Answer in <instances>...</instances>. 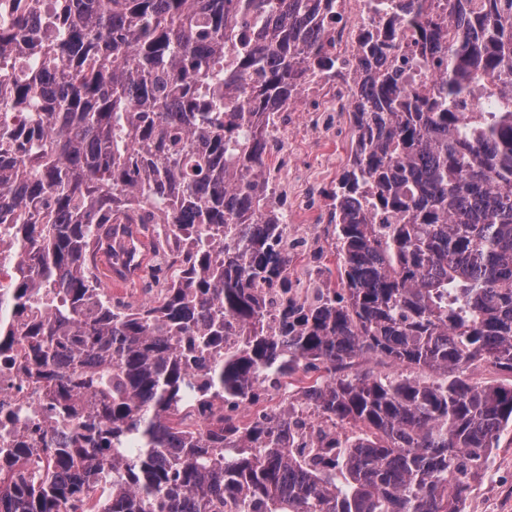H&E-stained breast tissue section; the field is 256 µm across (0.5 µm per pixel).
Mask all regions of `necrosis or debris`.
<instances>
[{
  "label": "necrosis or debris",
  "mask_w": 512,
  "mask_h": 512,
  "mask_svg": "<svg viewBox=\"0 0 512 512\" xmlns=\"http://www.w3.org/2000/svg\"><path fill=\"white\" fill-rule=\"evenodd\" d=\"M390 0H336V13L325 18L339 76L312 72L303 87L302 107H288L271 113L266 126L269 155L274 165L265 173L267 202L277 206L294 201L296 216L281 226L283 247L292 259L289 282L259 286L269 316H277L286 304H309L329 288L330 283L316 274L318 263L335 248L328 230V215L334 198L324 188L313 169L311 156L294 149L295 139L306 136L319 142H333L347 133V114L357 86L356 57L363 37L373 31L386 15ZM399 56L381 57V65L404 67L411 84L433 82L443 71L437 61L422 63L410 37L402 39ZM24 315L0 317V471L11 467L12 448H30L36 465L48 467L46 448L64 438L69 419L57 412L45 386L30 363L25 337L18 330ZM269 401L236 408V420L253 418L270 411L272 405L290 402L293 435L320 432L315 445L332 448L348 438L349 431L322 418L299 397L298 386L281 380L269 388Z\"/></svg>",
  "instance_id": "1"
}]
</instances>
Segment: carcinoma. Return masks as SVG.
Wrapping results in <instances>:
<instances>
[{
    "label": "carcinoma",
    "mask_w": 512,
    "mask_h": 512,
    "mask_svg": "<svg viewBox=\"0 0 512 512\" xmlns=\"http://www.w3.org/2000/svg\"><path fill=\"white\" fill-rule=\"evenodd\" d=\"M446 2L395 0L358 55L340 291L268 323L257 287L290 256L252 120L336 71L316 0H0V309L44 305L19 335L56 404L87 412L37 478L0 474V512H68L103 483L98 512H461L512 427V387L465 378L512 372V0ZM407 31L448 59L433 89L372 62ZM118 224L192 242L156 309L95 301ZM300 370L317 412L359 431L337 452L286 442V404L184 427ZM467 378L486 385H512V374L487 364H476L467 371Z\"/></svg>",
    "instance_id": "obj_1"
}]
</instances>
